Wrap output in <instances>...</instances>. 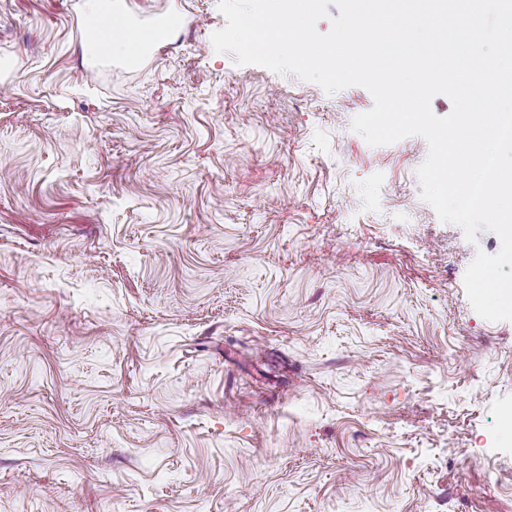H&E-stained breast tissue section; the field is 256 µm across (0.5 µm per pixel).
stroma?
<instances>
[{
  "instance_id": "35a3bbf8",
  "label": "stroma",
  "mask_w": 512,
  "mask_h": 512,
  "mask_svg": "<svg viewBox=\"0 0 512 512\" xmlns=\"http://www.w3.org/2000/svg\"><path fill=\"white\" fill-rule=\"evenodd\" d=\"M181 33L84 55L83 0H0V512H512L500 240L421 196L426 140Z\"/></svg>"
}]
</instances>
